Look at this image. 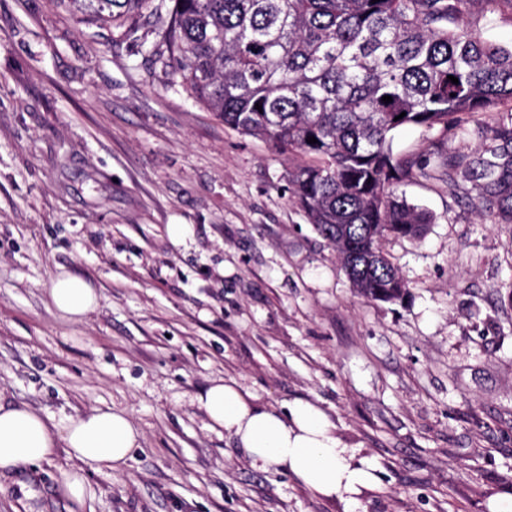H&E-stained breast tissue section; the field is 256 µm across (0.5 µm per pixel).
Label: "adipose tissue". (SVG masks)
Returning a JSON list of instances; mask_svg holds the SVG:
<instances>
[{
  "label": "adipose tissue",
  "instance_id": "obj_1",
  "mask_svg": "<svg viewBox=\"0 0 512 512\" xmlns=\"http://www.w3.org/2000/svg\"><path fill=\"white\" fill-rule=\"evenodd\" d=\"M49 298L60 317L75 322L98 305L92 284L66 271L52 280ZM198 403L211 427L233 437L252 466L285 469L316 496L354 505L362 488L377 481L373 468L356 459L313 402L296 400L280 411L256 403L238 384L219 381L199 395ZM140 438L123 411L96 408L55 423L24 406L0 405V476L50 461L61 447L108 476L127 466Z\"/></svg>",
  "mask_w": 512,
  "mask_h": 512
}]
</instances>
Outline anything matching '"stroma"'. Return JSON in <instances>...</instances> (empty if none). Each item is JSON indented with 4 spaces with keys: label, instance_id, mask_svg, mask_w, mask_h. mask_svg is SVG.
<instances>
[{
    "label": "stroma",
    "instance_id": "1",
    "mask_svg": "<svg viewBox=\"0 0 512 512\" xmlns=\"http://www.w3.org/2000/svg\"><path fill=\"white\" fill-rule=\"evenodd\" d=\"M463 8L512 44V17ZM162 26L0 0V403L124 410L142 433L109 477L61 449L0 478V512H71L77 468L88 512H348L211 428L197 397L219 379L317 403L376 469L368 512H491L512 493V224L427 167L398 189L429 212L424 237L383 243L410 295L365 300L289 195L294 156L190 97L156 58ZM476 126L401 128L392 148L479 156ZM62 269L100 296L82 322L50 304ZM60 486L64 495L76 506L82 507L88 496V481L82 471H65Z\"/></svg>",
    "mask_w": 512,
    "mask_h": 512
}]
</instances>
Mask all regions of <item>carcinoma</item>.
<instances>
[{
  "label": "carcinoma",
  "mask_w": 512,
  "mask_h": 512,
  "mask_svg": "<svg viewBox=\"0 0 512 512\" xmlns=\"http://www.w3.org/2000/svg\"><path fill=\"white\" fill-rule=\"evenodd\" d=\"M65 2L131 32L152 0ZM173 2L164 41L185 91L224 124L296 156L290 195L334 246L352 288L369 301H405L382 242L421 237L430 215L395 194L422 163L394 154L391 133L446 131L512 103V47L483 40L464 0ZM492 139L512 144L511 112ZM486 152L434 157L449 180L480 182L511 224L512 152Z\"/></svg>",
  "instance_id": "cac0c4a2"
}]
</instances>
